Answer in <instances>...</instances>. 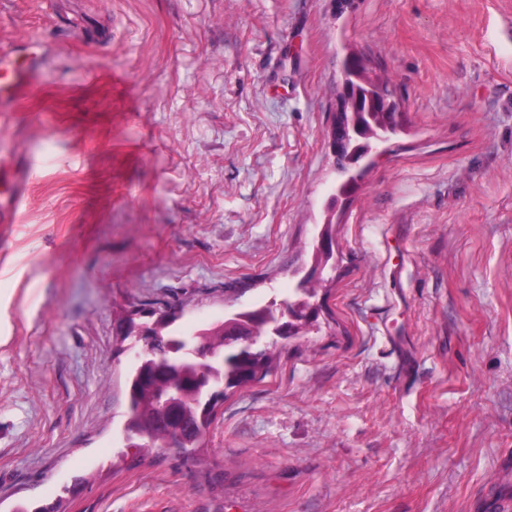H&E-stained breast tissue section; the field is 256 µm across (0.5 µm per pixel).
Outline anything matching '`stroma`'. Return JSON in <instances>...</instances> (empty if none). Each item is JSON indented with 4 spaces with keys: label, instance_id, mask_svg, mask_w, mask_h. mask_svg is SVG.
Segmentation results:
<instances>
[{
    "label": "stroma",
    "instance_id": "obj_1",
    "mask_svg": "<svg viewBox=\"0 0 512 512\" xmlns=\"http://www.w3.org/2000/svg\"><path fill=\"white\" fill-rule=\"evenodd\" d=\"M42 44L0 130V512H496L512 498V0H0ZM404 123L358 182L344 57ZM331 267L206 445L127 447L120 317L197 331ZM19 168L16 164L1 161L0 165V223L14 224L17 222L20 206L23 201V188Z\"/></svg>",
    "mask_w": 512,
    "mask_h": 512
}]
</instances>
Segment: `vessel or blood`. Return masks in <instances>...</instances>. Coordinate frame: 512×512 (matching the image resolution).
Returning <instances> with one entry per match:
<instances>
[{
    "label": "vessel or blood",
    "mask_w": 512,
    "mask_h": 512,
    "mask_svg": "<svg viewBox=\"0 0 512 512\" xmlns=\"http://www.w3.org/2000/svg\"><path fill=\"white\" fill-rule=\"evenodd\" d=\"M32 40L0 53V112L14 111L36 91L40 81L39 59ZM23 188L16 164H0V223H16L23 201Z\"/></svg>",
    "instance_id": "b4317fda"
}]
</instances>
